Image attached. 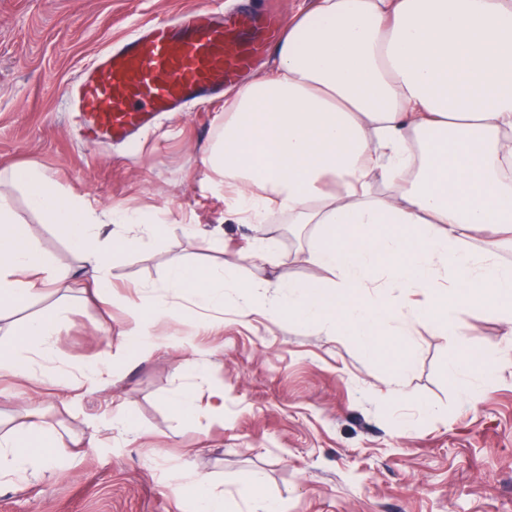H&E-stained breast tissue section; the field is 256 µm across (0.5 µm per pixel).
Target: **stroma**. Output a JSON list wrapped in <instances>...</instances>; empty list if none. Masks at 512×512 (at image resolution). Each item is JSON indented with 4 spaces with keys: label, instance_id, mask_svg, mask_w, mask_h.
Listing matches in <instances>:
<instances>
[{
    "label": "stroma",
    "instance_id": "stroma-1",
    "mask_svg": "<svg viewBox=\"0 0 512 512\" xmlns=\"http://www.w3.org/2000/svg\"><path fill=\"white\" fill-rule=\"evenodd\" d=\"M203 2L0 0V167L38 163L98 210L146 207L162 224L156 239L113 261L110 307L62 284L7 310L19 325L67 306L54 361L69 383L0 376V426L38 410L63 458L25 492L0 484V512H192L191 492L167 487L182 463L223 492L226 512H251L257 472L261 494L288 512H512V324L501 313L459 308L451 333L407 315L411 366L398 373L386 355L327 325L265 313L244 322L230 293L220 311L171 295L169 314L151 328L152 353L121 351L138 288L160 284L173 264H220L241 281L336 279L310 260L314 225L284 214L272 224L225 221L224 195L202 163L223 101L162 114L133 145L88 146L76 134L67 89L77 75L140 26ZM11 193L47 258L79 268L70 244L28 211L23 190ZM188 223L196 235L184 232ZM262 238L275 242L276 263L253 259ZM486 347L500 353L496 381L472 403L449 381L448 360ZM107 366V383L82 386L83 372ZM182 391L199 418L176 409ZM218 391L220 418L209 411ZM120 407L134 432L113 429ZM403 418L411 430L399 428Z\"/></svg>",
    "mask_w": 512,
    "mask_h": 512
}]
</instances>
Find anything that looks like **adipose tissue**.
<instances>
[{
	"label": "adipose tissue",
	"instance_id": "obj_1",
	"mask_svg": "<svg viewBox=\"0 0 512 512\" xmlns=\"http://www.w3.org/2000/svg\"><path fill=\"white\" fill-rule=\"evenodd\" d=\"M274 67L224 93V124L204 164L220 180L240 224L287 213L317 228L311 260L338 274L334 287L282 279L240 282L220 268L172 265L163 295H145L155 319L165 293L201 309L238 295V315L260 310L321 322L353 336L372 355L392 352L404 370L411 355L392 317L413 310L452 326L462 305L512 314V0H313L273 47ZM21 186L29 211L55 227L82 256L88 276L72 279L108 303L115 256L143 246L158 220L147 210L98 211L63 191L36 164L0 171ZM485 235L481 250L468 241ZM383 272L399 297L371 294ZM69 277L29 237L9 192L0 190V312L33 300ZM70 278V277H69ZM415 288L424 299L413 303ZM68 310L9 326L0 373L67 384L53 348ZM495 349L451 358L448 376L477 401L495 377ZM55 460L37 411L0 434V483L24 492ZM198 493L193 512H224L206 477L174 468L170 488Z\"/></svg>",
	"mask_w": 512,
	"mask_h": 512
}]
</instances>
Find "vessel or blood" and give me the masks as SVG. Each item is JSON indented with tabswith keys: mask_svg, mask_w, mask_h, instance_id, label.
Instances as JSON below:
<instances>
[{
	"mask_svg": "<svg viewBox=\"0 0 512 512\" xmlns=\"http://www.w3.org/2000/svg\"><path fill=\"white\" fill-rule=\"evenodd\" d=\"M261 31L277 36L276 20L252 12L221 18L207 6L141 26L101 52L72 85L81 137L91 145L124 141L149 131L157 113L234 88L262 48Z\"/></svg>",
	"mask_w": 512,
	"mask_h": 512,
	"instance_id": "1",
	"label": "vessel or blood"
}]
</instances>
